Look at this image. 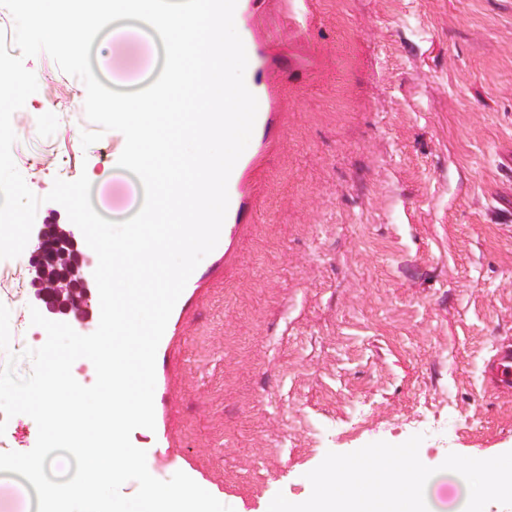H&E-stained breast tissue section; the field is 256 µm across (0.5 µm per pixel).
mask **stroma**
Masks as SVG:
<instances>
[{"label":"stroma","mask_w":512,"mask_h":512,"mask_svg":"<svg viewBox=\"0 0 512 512\" xmlns=\"http://www.w3.org/2000/svg\"><path fill=\"white\" fill-rule=\"evenodd\" d=\"M246 85L261 114L228 186L224 232L170 316L155 361L154 414L170 445L135 429L157 479L177 462L234 512L301 503L327 452L400 444L419 398L448 395V427L419 457L512 451V396L487 391L484 362L512 336V0H240ZM123 52L99 32L98 80L141 87L153 46ZM37 91L12 116V155L42 197L25 252L0 260L9 351L47 335L31 250L47 222L83 242L55 179L96 177L100 208L125 220L139 179L112 166L125 146L82 147L83 82L44 53L25 59ZM70 100L71 111L52 103ZM265 485L255 495L254 485Z\"/></svg>","instance_id":"35a3bbf8"}]
</instances>
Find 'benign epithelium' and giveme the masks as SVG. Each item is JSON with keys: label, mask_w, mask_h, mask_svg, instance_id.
<instances>
[{"label": "benign epithelium", "mask_w": 512, "mask_h": 512, "mask_svg": "<svg viewBox=\"0 0 512 512\" xmlns=\"http://www.w3.org/2000/svg\"><path fill=\"white\" fill-rule=\"evenodd\" d=\"M37 277L33 284L52 313L79 312L88 303L86 280L82 273L84 256L78 251L71 235L53 224L40 237L30 256Z\"/></svg>", "instance_id": "obj_1"}]
</instances>
